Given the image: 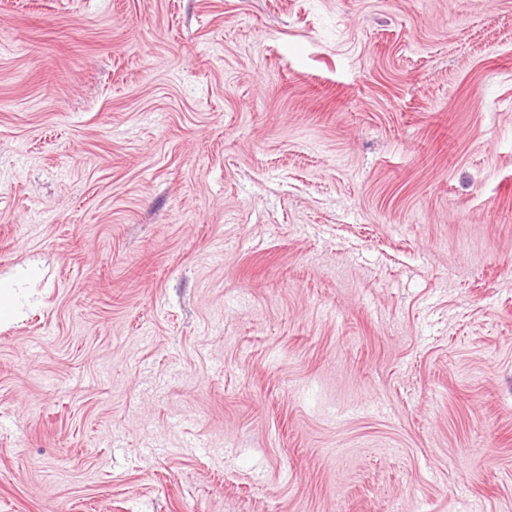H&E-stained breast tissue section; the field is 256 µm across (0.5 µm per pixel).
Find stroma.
Wrapping results in <instances>:
<instances>
[{
	"label": "stroma",
	"instance_id": "1",
	"mask_svg": "<svg viewBox=\"0 0 512 512\" xmlns=\"http://www.w3.org/2000/svg\"><path fill=\"white\" fill-rule=\"evenodd\" d=\"M0 512H512V0H0Z\"/></svg>",
	"mask_w": 512,
	"mask_h": 512
}]
</instances>
